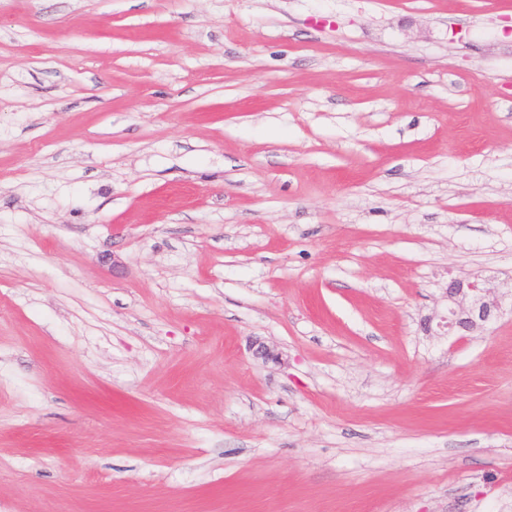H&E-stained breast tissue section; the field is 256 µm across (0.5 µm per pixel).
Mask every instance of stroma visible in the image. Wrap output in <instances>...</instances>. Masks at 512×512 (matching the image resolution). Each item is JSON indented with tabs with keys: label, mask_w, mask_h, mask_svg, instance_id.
Here are the masks:
<instances>
[{
	"label": "stroma",
	"mask_w": 512,
	"mask_h": 512,
	"mask_svg": "<svg viewBox=\"0 0 512 512\" xmlns=\"http://www.w3.org/2000/svg\"><path fill=\"white\" fill-rule=\"evenodd\" d=\"M453 278L512 290V0H0V512H512Z\"/></svg>",
	"instance_id": "obj_1"
}]
</instances>
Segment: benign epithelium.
<instances>
[{
    "label": "benign epithelium",
    "mask_w": 512,
    "mask_h": 512,
    "mask_svg": "<svg viewBox=\"0 0 512 512\" xmlns=\"http://www.w3.org/2000/svg\"><path fill=\"white\" fill-rule=\"evenodd\" d=\"M504 294L480 279H453L445 289L448 316L442 318L450 336H469L481 331L502 309Z\"/></svg>",
    "instance_id": "obj_1"
}]
</instances>
